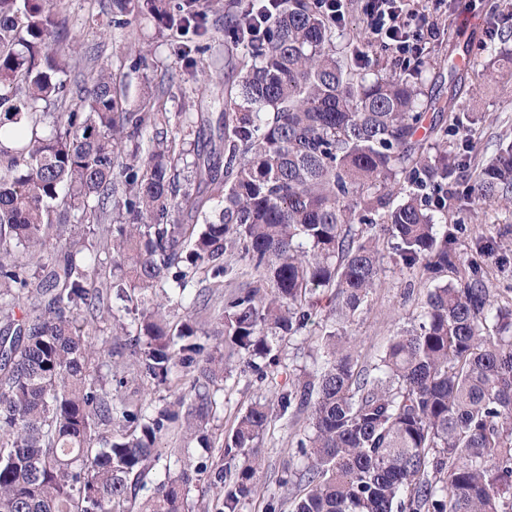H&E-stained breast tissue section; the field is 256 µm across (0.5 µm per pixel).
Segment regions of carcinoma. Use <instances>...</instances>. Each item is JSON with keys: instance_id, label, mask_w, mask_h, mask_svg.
<instances>
[{"instance_id": "obj_1", "label": "carcinoma", "mask_w": 512, "mask_h": 512, "mask_svg": "<svg viewBox=\"0 0 512 512\" xmlns=\"http://www.w3.org/2000/svg\"><path fill=\"white\" fill-rule=\"evenodd\" d=\"M257 9L224 12L238 82L206 78L223 112L174 123L151 97L128 107L105 66L67 83L76 46L52 47L65 25L54 0H0V512H129L141 492L142 512H186L207 462L155 485L150 462L171 436L211 447L224 351L262 378L258 361L303 328L321 291L355 315L380 283L386 237L396 264L453 278L427 291L375 373L355 368L341 328L314 379L280 395L306 415L304 467L283 480L304 485L291 512H512V303L493 299L446 224L472 200L512 208V141L456 194L459 154L448 128L426 123L475 122L459 112L455 66L445 97L418 70L357 66L339 43L359 52L367 32L332 24L321 0H273L263 35ZM142 16L184 36L181 58L203 52L200 0H112L115 29ZM214 124L219 144L179 180L184 144ZM232 259L251 281L225 297L219 342L194 322L173 330L167 304L194 288L208 308ZM117 336L135 361L103 372ZM136 379L178 395L134 401ZM267 424L256 402L225 437L222 512L256 487Z\"/></svg>"}]
</instances>
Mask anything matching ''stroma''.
Returning a JSON list of instances; mask_svg holds the SVG:
<instances>
[{"label": "stroma", "mask_w": 512, "mask_h": 512, "mask_svg": "<svg viewBox=\"0 0 512 512\" xmlns=\"http://www.w3.org/2000/svg\"><path fill=\"white\" fill-rule=\"evenodd\" d=\"M419 5L435 21L439 33L417 61V68L430 80L437 77L447 58L465 64L459 101L464 111L474 114L476 122L470 131L448 133L449 142L457 145L464 160L457 183L462 191L476 168L495 159L499 140H512V79L506 76L512 70V58L501 57L490 75L476 66L484 58V47L498 38L504 20L498 0H447L440 7L433 0H420ZM57 8L66 18L67 39L80 47L69 74L71 83H79L92 69L106 66L124 77L130 102L156 93L163 108L173 114L222 111L221 100L201 83L200 72L205 69L220 76L228 73L226 62L232 45L224 34L223 9H207V32L201 39L206 51L189 63L175 53L176 35L159 29L153 20H141L126 35L116 34L109 0H59ZM464 8L481 17L479 31L468 33L459 26ZM448 221L457 227L458 251L470 256L488 238L512 240V211L493 204H484L474 218L465 209L451 212ZM379 250L384 267L382 281L352 322L341 323L329 301H321L303 328L281 343L279 361L267 379L241 373L238 364H231L224 375V411L207 425L211 448L193 442L182 455L190 465L204 458L212 462L191 486L189 499L195 505L218 512L214 483L220 446L236 416L261 402L269 407V423L259 442L263 468L255 492L241 499L237 512H290L298 487L281 484L280 479L302 464L296 442L304 432L305 419L282 411L277 394L288 391L295 378L312 371L323 336L342 326L352 340L358 365L371 367L397 330L417 324L421 304L432 286L418 270L395 264L390 241H381Z\"/></svg>", "instance_id": "35a3bbf8"}]
</instances>
